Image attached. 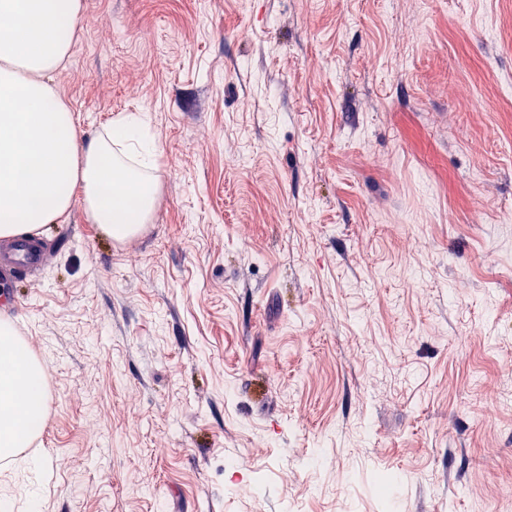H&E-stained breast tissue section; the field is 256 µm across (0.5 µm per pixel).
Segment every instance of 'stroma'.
I'll return each mask as SVG.
<instances>
[{
	"label": "stroma",
	"mask_w": 512,
	"mask_h": 512,
	"mask_svg": "<svg viewBox=\"0 0 512 512\" xmlns=\"http://www.w3.org/2000/svg\"><path fill=\"white\" fill-rule=\"evenodd\" d=\"M83 2L52 84L80 144L145 117L155 202L0 286V498L33 451L43 512H512V0ZM44 367L0 320V456L27 448L43 429Z\"/></svg>",
	"instance_id": "35a3bbf8"
}]
</instances>
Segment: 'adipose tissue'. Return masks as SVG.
<instances>
[{"mask_svg": "<svg viewBox=\"0 0 512 512\" xmlns=\"http://www.w3.org/2000/svg\"><path fill=\"white\" fill-rule=\"evenodd\" d=\"M82 0H0V239L59 223L81 195L91 223L113 239L135 235L149 219L155 183L144 176L152 146L144 119L129 114L79 145L71 113L44 76L67 58ZM138 145L130 167L114 153ZM134 206H126V198ZM44 367L0 320V456L28 447L43 428Z\"/></svg>", "mask_w": 512, "mask_h": 512, "instance_id": "ef3b65f1", "label": "adipose tissue"}]
</instances>
